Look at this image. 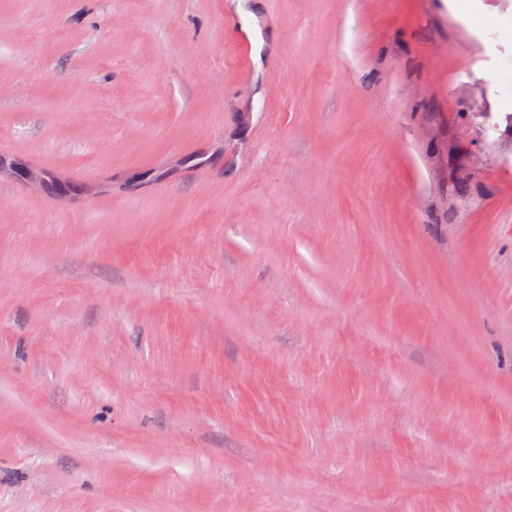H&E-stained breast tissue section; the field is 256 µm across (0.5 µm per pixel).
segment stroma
<instances>
[{"mask_svg": "<svg viewBox=\"0 0 512 512\" xmlns=\"http://www.w3.org/2000/svg\"><path fill=\"white\" fill-rule=\"evenodd\" d=\"M507 112L512 0H0V512H512Z\"/></svg>", "mask_w": 512, "mask_h": 512, "instance_id": "35a3bbf8", "label": "stroma"}]
</instances>
